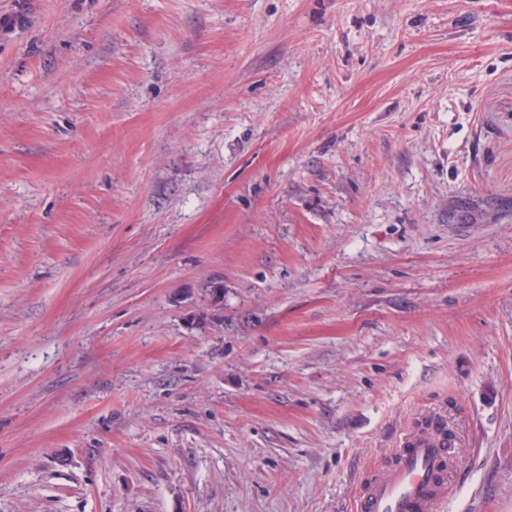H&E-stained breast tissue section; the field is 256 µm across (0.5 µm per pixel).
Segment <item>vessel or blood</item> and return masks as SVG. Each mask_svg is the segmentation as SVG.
<instances>
[{"label":"vessel or blood","mask_w":512,"mask_h":512,"mask_svg":"<svg viewBox=\"0 0 512 512\" xmlns=\"http://www.w3.org/2000/svg\"><path fill=\"white\" fill-rule=\"evenodd\" d=\"M397 463L375 473L361 495V512H437L448 495L449 449L434 428L408 435Z\"/></svg>","instance_id":"vessel-or-blood-1"}]
</instances>
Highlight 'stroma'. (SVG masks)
<instances>
[{
  "mask_svg": "<svg viewBox=\"0 0 512 512\" xmlns=\"http://www.w3.org/2000/svg\"><path fill=\"white\" fill-rule=\"evenodd\" d=\"M2 15L0 512H512V0ZM435 422L408 435L395 450L397 463L365 484L361 512H437L448 496V448L454 447L455 434L446 429L448 445L443 448Z\"/></svg>",
  "mask_w": 512,
  "mask_h": 512,
  "instance_id": "obj_1",
  "label": "stroma"
}]
</instances>
